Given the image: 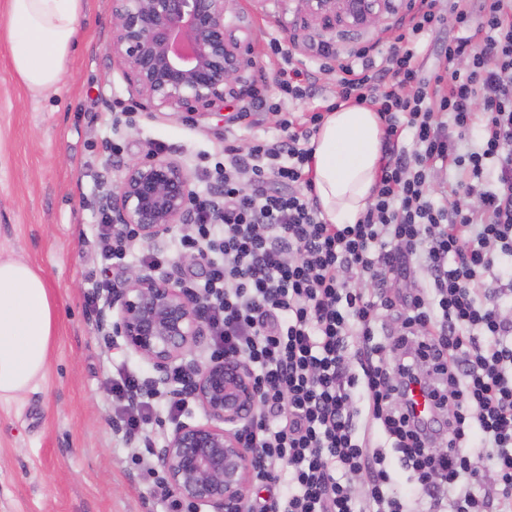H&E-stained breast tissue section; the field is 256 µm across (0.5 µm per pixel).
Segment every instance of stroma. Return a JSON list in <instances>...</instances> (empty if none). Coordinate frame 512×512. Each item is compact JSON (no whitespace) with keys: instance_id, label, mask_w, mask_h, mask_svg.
<instances>
[{"instance_id":"obj_1","label":"stroma","mask_w":512,"mask_h":512,"mask_svg":"<svg viewBox=\"0 0 512 512\" xmlns=\"http://www.w3.org/2000/svg\"><path fill=\"white\" fill-rule=\"evenodd\" d=\"M251 8L259 25L251 74L257 88L276 94L284 62L270 52L273 39L316 76L317 96L289 105L297 116L334 100L336 74L321 71L322 50L389 47L382 26L324 29L292 15L283 28L266 18L264 0ZM111 38L112 0H85L64 79L39 100L15 76L10 46L0 39V256L39 269L58 311L45 380L0 403V512H168L161 468L116 425L113 378L130 372L148 379L153 371L122 340L105 344L94 329L88 282L102 268L92 241L102 221L95 196L105 173L157 144L203 192L202 170L223 159L225 132L240 148L282 135L274 111L256 113L247 126L229 109L194 121L142 109L108 53Z\"/></svg>"}]
</instances>
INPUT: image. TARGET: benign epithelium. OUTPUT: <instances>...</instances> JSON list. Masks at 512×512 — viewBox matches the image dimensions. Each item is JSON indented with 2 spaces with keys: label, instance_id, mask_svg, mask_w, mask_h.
<instances>
[{
  "label": "benign epithelium",
  "instance_id": "1",
  "mask_svg": "<svg viewBox=\"0 0 512 512\" xmlns=\"http://www.w3.org/2000/svg\"><path fill=\"white\" fill-rule=\"evenodd\" d=\"M324 29L376 25L410 11L413 0H274L275 22L287 24L288 2ZM241 0H112L108 52L136 98L155 112L192 118L246 101L253 93L255 20ZM192 177L168 154L147 153L102 178L98 210L112 229H135L155 245L177 224L188 223ZM210 305L194 289L168 276L132 269L97 308L95 330L107 343L122 338L155 372L152 388L192 399L204 421L180 422L152 448L165 478L162 489L206 512H242L261 457L244 447L241 425L259 408L247 363L200 355L209 336ZM182 383L170 385L173 372Z\"/></svg>",
  "mask_w": 512,
  "mask_h": 512
}]
</instances>
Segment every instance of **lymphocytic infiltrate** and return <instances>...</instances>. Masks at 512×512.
Listing matches in <instances>:
<instances>
[{"label": "lymphocytic infiltrate", "instance_id": "obj_1", "mask_svg": "<svg viewBox=\"0 0 512 512\" xmlns=\"http://www.w3.org/2000/svg\"><path fill=\"white\" fill-rule=\"evenodd\" d=\"M442 28L448 43L423 77L417 47ZM323 58L337 104L384 123L358 221L322 216L307 172L316 108L282 119L284 139L225 145L175 243L204 262L214 355L246 360L260 393L241 431L264 460L254 482L276 489L258 512H410L401 482L428 512H512V0H417L382 57L363 47ZM277 86V103L253 92L239 118L315 90L294 65ZM440 170L453 181L435 180ZM417 267L426 283L393 297ZM393 308L390 368L376 325ZM417 385L432 400L426 421ZM139 388L131 375L112 382L131 437L155 412L133 402Z\"/></svg>", "mask_w": 512, "mask_h": 512}]
</instances>
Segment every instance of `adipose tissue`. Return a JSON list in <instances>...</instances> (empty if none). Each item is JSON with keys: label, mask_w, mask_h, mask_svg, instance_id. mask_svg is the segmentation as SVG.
<instances>
[{"label": "adipose tissue", "mask_w": 512, "mask_h": 512, "mask_svg": "<svg viewBox=\"0 0 512 512\" xmlns=\"http://www.w3.org/2000/svg\"><path fill=\"white\" fill-rule=\"evenodd\" d=\"M83 7L84 0H5L0 34L31 97H46L62 81ZM382 139L383 123L370 108L344 105L326 115L311 140V166L328 223H356L367 208ZM56 326V303L39 270L0 258V402L21 397L45 379Z\"/></svg>", "instance_id": "adipose-tissue-1"}]
</instances>
